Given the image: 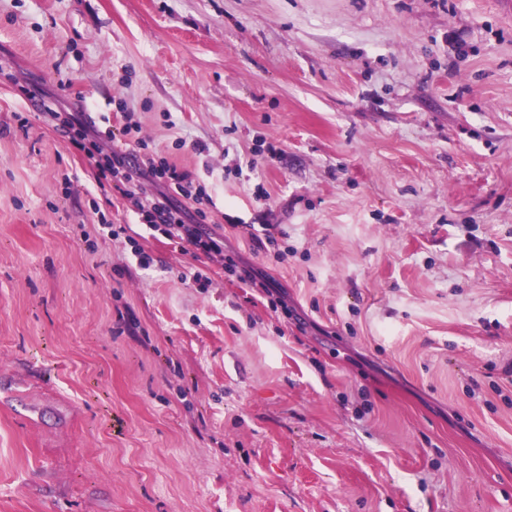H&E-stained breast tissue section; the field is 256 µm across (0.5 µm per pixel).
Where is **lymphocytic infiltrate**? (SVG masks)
I'll list each match as a JSON object with an SVG mask.
<instances>
[{
    "mask_svg": "<svg viewBox=\"0 0 512 512\" xmlns=\"http://www.w3.org/2000/svg\"><path fill=\"white\" fill-rule=\"evenodd\" d=\"M62 125L69 130L76 148L87 157L96 158L100 174L122 175L125 196L148 199L149 231L161 232L207 255L223 252V237L204 227L206 213L185 205L186 200L203 199L204 188L193 187L186 175L179 173L166 158H155L149 149L136 155L123 149L104 150L102 134L87 126L76 112L65 115Z\"/></svg>",
    "mask_w": 512,
    "mask_h": 512,
    "instance_id": "f902f5d3",
    "label": "lymphocytic infiltrate"
}]
</instances>
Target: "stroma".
<instances>
[{
	"mask_svg": "<svg viewBox=\"0 0 512 512\" xmlns=\"http://www.w3.org/2000/svg\"><path fill=\"white\" fill-rule=\"evenodd\" d=\"M0 512H512V0H0ZM79 113H67L62 120V126L72 134L71 143L90 159H94L95 154L99 156L95 166L104 177L121 174L123 189H119L125 196L150 200V220L146 224L149 231H161L169 239H178L206 255L223 253L224 238L201 226L206 224V213L199 208L192 213L179 200L192 198L199 202L207 196L202 186L193 193L187 175L179 173L164 157L156 160L157 152L149 150L144 141H139L143 152L135 156L123 149L104 152L102 134L87 126Z\"/></svg>",
	"mask_w": 512,
	"mask_h": 512,
	"instance_id": "stroma-1",
	"label": "stroma"
}]
</instances>
